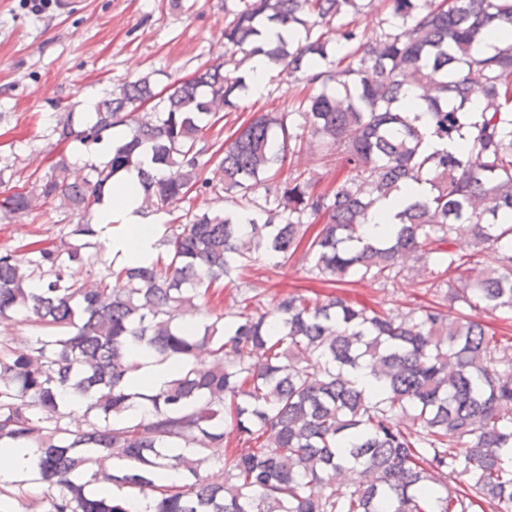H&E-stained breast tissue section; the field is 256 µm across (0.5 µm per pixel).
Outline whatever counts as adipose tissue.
Here are the masks:
<instances>
[{
    "mask_svg": "<svg viewBox=\"0 0 512 512\" xmlns=\"http://www.w3.org/2000/svg\"><path fill=\"white\" fill-rule=\"evenodd\" d=\"M141 161V167H132L113 176L111 193L95 217L100 234L109 239L113 255L127 266L152 261L163 234L159 217L145 215L141 209L140 171L151 168L150 153H143ZM428 191L427 184L415 183L379 202L372 221L365 228L366 236H380L386 225L394 223L403 203L422 199Z\"/></svg>",
    "mask_w": 512,
    "mask_h": 512,
    "instance_id": "ef3b65f1",
    "label": "adipose tissue"
}]
</instances>
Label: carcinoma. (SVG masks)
I'll return each mask as SVG.
<instances>
[{
    "instance_id": "1",
    "label": "carcinoma",
    "mask_w": 512,
    "mask_h": 512,
    "mask_svg": "<svg viewBox=\"0 0 512 512\" xmlns=\"http://www.w3.org/2000/svg\"><path fill=\"white\" fill-rule=\"evenodd\" d=\"M376 1L388 18L370 34L358 15ZM504 25L512 0H234L221 62L162 96L146 77L127 81L94 111L58 121V141L107 146L111 158L81 183L61 158L38 196L13 192L0 211L26 216L54 201L89 215L145 147L170 171L141 172L146 210L171 213L193 192L234 209L183 210L147 266L98 268L87 220L58 241L0 250V322L30 313L40 329L0 338V443L34 449L40 492L20 482L0 497L19 512H134L135 498L146 512H512V337L435 301L375 310L342 291L393 286L419 268L432 288L455 274L450 310H512V44H492ZM270 26L298 39L269 42ZM257 54L302 74L307 91L233 132L206 177L207 134L219 112L239 108L242 66ZM408 83L433 136L460 147L427 150L403 107ZM307 133L322 141L318 166L345 177L321 191L317 171L292 168L274 185L276 207L262 206L255 187ZM413 182L428 194L367 238L374 205ZM461 240L474 248L466 257ZM299 251L332 288L324 300L288 291L268 307L249 286L212 322H177L215 284ZM136 347L179 362L178 377L135 389ZM67 393L84 401L82 415ZM135 403L148 417H125ZM231 436L239 447L203 470L207 449ZM161 469L178 481L158 484Z\"/></svg>"
}]
</instances>
